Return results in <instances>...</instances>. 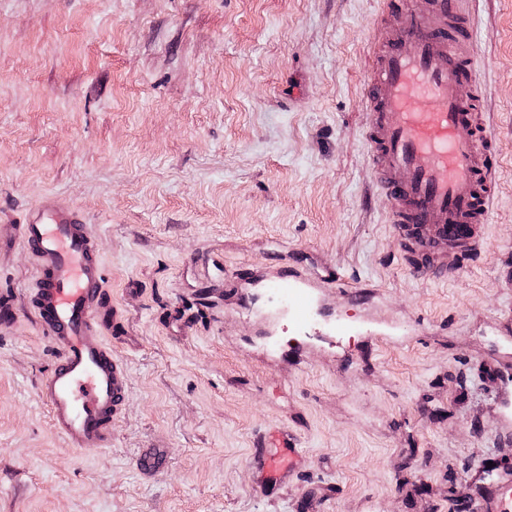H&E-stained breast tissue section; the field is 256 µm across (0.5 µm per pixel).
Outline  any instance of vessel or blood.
Instances as JSON below:
<instances>
[{
	"instance_id": "obj_1",
	"label": "vessel or blood",
	"mask_w": 512,
	"mask_h": 512,
	"mask_svg": "<svg viewBox=\"0 0 512 512\" xmlns=\"http://www.w3.org/2000/svg\"><path fill=\"white\" fill-rule=\"evenodd\" d=\"M470 0H387L373 30L366 86L368 158L392 202L396 238L424 277L449 278L448 255L477 259L494 197L492 139L473 78ZM35 260L31 301L57 360L39 383L56 431L74 448L112 445V423L127 393L126 373L105 333L104 265L83 213L42 198L20 226ZM274 431L255 460L275 465L290 447ZM476 512H512V477Z\"/></svg>"
}]
</instances>
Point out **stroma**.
<instances>
[{"mask_svg": "<svg viewBox=\"0 0 512 512\" xmlns=\"http://www.w3.org/2000/svg\"><path fill=\"white\" fill-rule=\"evenodd\" d=\"M382 4L0 0V512H470L495 486L512 461V0L472 5L497 190L479 259L446 282L411 273L369 166ZM47 194L91 224L120 316L108 448L70 447L38 394L53 352L17 226ZM279 426L297 462L261 469L254 440Z\"/></svg>", "mask_w": 512, "mask_h": 512, "instance_id": "stroma-1", "label": "stroma"}]
</instances>
